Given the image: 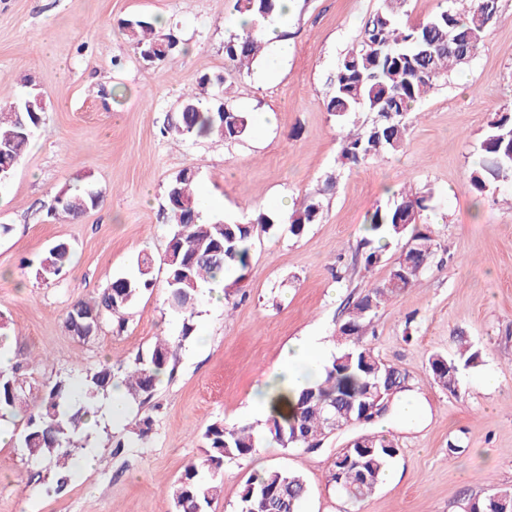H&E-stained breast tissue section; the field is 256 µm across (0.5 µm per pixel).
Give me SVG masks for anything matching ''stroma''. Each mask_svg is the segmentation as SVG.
Listing matches in <instances>:
<instances>
[{
	"mask_svg": "<svg viewBox=\"0 0 512 512\" xmlns=\"http://www.w3.org/2000/svg\"><path fill=\"white\" fill-rule=\"evenodd\" d=\"M234 0H0V106L40 93L45 109L30 149L0 185V312L11 350L22 359L28 402L45 385L76 382L101 365L133 366L161 339L178 343L174 370L144 404L119 421L84 428L65 494L48 492L49 458L28 459L16 437L23 415L0 418L14 439L0 446V512H172L168 489L204 455L202 434L216 421L247 423V402L293 339L317 335L330 353L347 309L387 278L402 250L390 240L365 268V224L400 189L431 195L424 214L437 243L415 286L388 301L364 342L402 370L420 407L405 419L400 399L373 422L327 435L321 448L266 446L225 462L224 495L212 512H239L248 477L277 467L303 477L302 512H464L490 486L512 489V183L469 190L495 113L512 111V0L476 57L415 108L403 149L360 165L342 163L346 126L327 110L331 78L378 0H296L284 21L293 50L273 80L251 70L226 75L224 41ZM164 21L177 45L162 62L144 61L122 20ZM250 117L240 139H176L167 118L201 75ZM197 173L198 203L216 201L209 221L278 210L335 176L317 223L293 236L287 221L253 239L245 277L222 297L201 289L194 334L167 304L161 262L170 233L167 188L179 171ZM94 188L97 208L78 219L50 213L63 190ZM71 261L43 280L40 261L56 243ZM150 254L155 286L127 309L124 326L104 321L81 339L65 327L77 301L95 297ZM480 354L461 368L455 392L433 385L428 360L455 357L459 341ZM498 379L483 385L485 375ZM153 420L148 441L139 418ZM379 432L399 448L384 481L362 502L328 481L353 438ZM122 452H115L116 443ZM95 455L96 465L83 459Z\"/></svg>",
	"mask_w": 512,
	"mask_h": 512,
	"instance_id": "obj_1",
	"label": "stroma"
}]
</instances>
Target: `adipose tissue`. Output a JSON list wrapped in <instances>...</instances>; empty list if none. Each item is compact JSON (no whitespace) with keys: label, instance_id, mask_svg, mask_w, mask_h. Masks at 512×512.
I'll return each instance as SVG.
<instances>
[{"label":"adipose tissue","instance_id":"ef3b65f1","mask_svg":"<svg viewBox=\"0 0 512 512\" xmlns=\"http://www.w3.org/2000/svg\"><path fill=\"white\" fill-rule=\"evenodd\" d=\"M327 350L317 338L306 336L293 341L275 370L262 382L249 401L252 417L269 419L289 415L294 392L319 377Z\"/></svg>","mask_w":512,"mask_h":512}]
</instances>
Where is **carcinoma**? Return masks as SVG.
<instances>
[{
    "mask_svg": "<svg viewBox=\"0 0 512 512\" xmlns=\"http://www.w3.org/2000/svg\"><path fill=\"white\" fill-rule=\"evenodd\" d=\"M407 0H380L379 7L365 22L356 44L341 58L333 79V95L327 111L344 119L360 111L373 114L371 122L350 130L341 144V159L350 164L366 162L387 152L403 148L405 133L414 106L435 92L457 67L469 64L487 32L497 19V0H442L438 10L425 22L403 25L399 21ZM236 10L251 18L240 32L224 42V60L230 70L239 71L265 50L260 38L264 23L282 13L281 0H236ZM123 28L140 52L150 50L151 61H162L161 48L166 33L144 19L123 22ZM42 109L35 106L22 116L13 107L0 108V163H18L41 121ZM250 126L249 116L239 111L230 99L216 98L204 103L195 93L187 94L177 115L164 131L182 138L220 137L236 139ZM484 160L469 177L470 190L481 194L489 180L512 181V111L502 112L490 121L481 144ZM196 178L187 176L172 181L175 200L168 201L169 218L175 225L169 237L163 265L169 306L183 317L182 337L190 335L191 321L202 285L214 273L232 266H247L251 241L278 223L276 213L252 215L247 221L202 223L198 220L195 200ZM335 178L328 177L323 188L293 204L288 213L292 235H302L323 210L321 195L333 189ZM428 196L423 192H401L393 204L376 209L366 224L370 245L374 240L408 238L411 247L400 253L389 277L372 286L349 307L339 332L352 329L345 337V347L324 366V377L300 388L295 395L292 414L285 423L271 418L265 431L252 425L210 424L205 440L204 466L188 464L172 485L169 496L174 512H211L223 489L215 477L226 460L244 458L263 446L317 449L326 435L341 427L359 423V410L377 388H385L386 377L401 382L405 374L376 357L363 342L379 309L392 297L414 286L418 276L429 266L434 254L432 234L417 229ZM99 205L93 191H63L53 199L50 211L71 219ZM70 260V251L57 244L40 262L39 275L48 280L58 275ZM154 260L139 257L135 270L117 277L110 287L91 302L78 301L67 313L66 328L82 337L80 325L72 320L76 311L93 312L102 320L123 327L125 311L154 285ZM177 345L159 341L146 356L136 359L127 371L103 365L87 373L84 381L90 398L104 393L114 383H121L130 401L143 402L156 389L157 375L170 371ZM479 352L465 348L457 358L435 354L429 359L432 382L450 392L455 390L460 366L477 364ZM0 372V416L27 413L21 435V447L30 458L53 457L56 475L52 481L55 494L64 493L70 482L72 449L90 413V404L76 405L70 386L56 381L45 386L40 404L27 412L23 383L18 372ZM399 448L383 435L362 434L349 454L336 457L328 482L351 503L362 501L383 480L386 469L398 455ZM308 495L305 480L280 468L249 477L240 493V510L256 512H300ZM466 512H512V490L494 487L481 499L470 501Z\"/></svg>",
    "mask_w": 512,
    "mask_h": 512,
    "instance_id": "carcinoma-1",
    "label": "carcinoma"
}]
</instances>
